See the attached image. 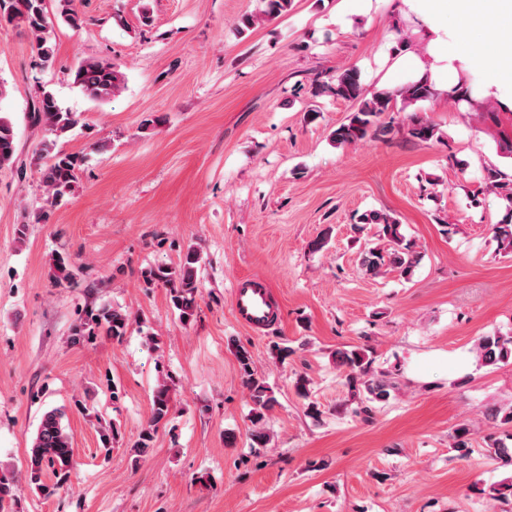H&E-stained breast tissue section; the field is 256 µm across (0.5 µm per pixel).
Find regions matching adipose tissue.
Instances as JSON below:
<instances>
[{
	"label": "adipose tissue",
	"mask_w": 512,
	"mask_h": 512,
	"mask_svg": "<svg viewBox=\"0 0 512 512\" xmlns=\"http://www.w3.org/2000/svg\"><path fill=\"white\" fill-rule=\"evenodd\" d=\"M401 9L420 14L427 26L425 45L395 57L383 75L390 90L427 82L435 101L458 92L455 61L480 58L491 85L512 88V0H400ZM491 42L477 40L479 32Z\"/></svg>",
	"instance_id": "adipose-tissue-1"
}]
</instances>
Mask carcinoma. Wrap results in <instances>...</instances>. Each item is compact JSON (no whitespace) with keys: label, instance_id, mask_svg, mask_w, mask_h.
Wrapping results in <instances>:
<instances>
[{"label":"carcinoma","instance_id":"1","mask_svg":"<svg viewBox=\"0 0 512 512\" xmlns=\"http://www.w3.org/2000/svg\"><path fill=\"white\" fill-rule=\"evenodd\" d=\"M60 16L72 28L80 26L81 18L75 9L74 0H59ZM5 22L23 29L33 40V48L40 64L52 63L56 45L53 41L52 26L49 22L47 0H0V23ZM73 84L82 95L94 102L104 103L112 99L125 84V75L113 64L89 59L84 60L72 72ZM328 93L338 98L356 101L358 106L347 119L330 134L336 145H350L368 138L382 139L393 130L392 122L385 115L394 111L397 103L412 105L427 99L431 95L428 85L410 84L400 96H394L386 89H376L369 93L360 80V71L355 67L346 68L327 82L315 84L313 95ZM37 122L43 124L47 137L42 141L38 160L44 165L42 183L46 188L50 203L60 202L68 194L76 181L77 171L82 158L77 154H66L56 150L57 141L73 130L81 121V114L64 110L54 95L44 91L40 95L33 112ZM437 133L431 122L415 117L410 134L412 137L428 141ZM16 152L15 132L11 121L0 115V169L9 165ZM488 188L500 196L504 202L505 218L493 225L492 232L499 249L512 253V184L499 180V172L490 171L486 176ZM365 225L377 227L378 236L388 243V248H368L359 255L358 262L362 272L377 277L388 268L404 276L411 274L419 264L420 255L411 244L405 242L398 219L378 211L364 213L354 228L361 230ZM200 255L190 247L184 254L178 268H150L142 272L148 285L163 283L169 290L170 301L179 312L180 320L191 322L197 311L199 284L197 264ZM51 278L56 285L74 282L77 268L65 253L56 252L51 257ZM130 324L127 312L107 305L91 307L73 329L75 340H91L100 332L121 339ZM243 381L249 392L252 404L250 422L253 426L252 442L255 448H264L268 437L264 430L266 412L275 403L272 389L260 377L255 368L251 352L243 347L235 348ZM478 357L486 366H496L512 360V335L494 334L481 338L478 345ZM336 367L346 372L352 399L359 400V406L353 409L355 414L370 415V404L384 402L398 389L397 383L386 375L371 374V362L360 348L338 350L334 352ZM172 410V397L169 386L160 382L153 392L151 415L147 428L133 445L134 461L147 456L153 434L158 426L167 421ZM66 413L53 408L43 413L37 430L28 448V462L24 471L27 486L45 496H50L69 481L74 469L73 433L65 423ZM491 453L503 462H512V432L503 438H495L488 444ZM15 479L0 476V512H11L15 502ZM490 499L503 505H512V483L502 482L489 488Z\"/></svg>","mask_w":512,"mask_h":512}]
</instances>
